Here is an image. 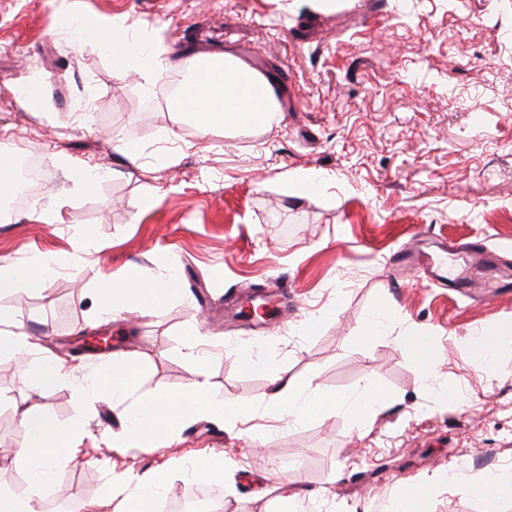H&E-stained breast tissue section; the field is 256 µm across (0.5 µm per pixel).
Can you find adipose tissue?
I'll return each instance as SVG.
<instances>
[{"mask_svg": "<svg viewBox=\"0 0 512 512\" xmlns=\"http://www.w3.org/2000/svg\"><path fill=\"white\" fill-rule=\"evenodd\" d=\"M58 20L64 23L72 41L78 44L91 41L104 51L118 78H125L132 71L162 73L171 66L162 53L148 50L139 32L123 22L104 24L68 10L61 11ZM276 107V93L270 80L229 53L201 58L181 81L172 100L173 110L190 116L204 135L224 129L265 126ZM54 273V268L45 261L0 266V295L12 294L21 285L39 290ZM178 293L173 273L145 280L129 268L119 279L107 276L101 280L97 289L98 310L107 319L125 313L154 311L167 306ZM398 341L412 354L419 370L428 379L437 380L443 359L430 337L410 329ZM240 369L268 370L273 391L264 409L277 419L297 421L341 407L358 413H375L387 402L385 392L371 381L365 382L355 396L345 397L318 389L303 390L282 372L267 369L265 362L252 358L242 363ZM17 375L22 384L33 389L64 382L74 387L77 399L90 396L110 399L113 412L126 417L128 435L132 438L176 434L182 422L192 416L234 424L250 410L246 403L217 397L204 381L184 391L134 399L141 371L123 351L114 352L101 369L90 375H76L45 355L19 368ZM17 415L25 442L15 449L12 460L26 467L34 481H45L72 459L81 424L75 421L60 425L33 405L18 408ZM146 481L149 491L130 493L126 490L125 475L110 477L109 486L113 493L121 495L124 512H156L154 493L166 488L168 475L157 470L148 474ZM451 491H465L478 497L484 504V512H500L502 504L512 499V471L503 469L466 481L456 471L437 470L424 481L401 485L390 509L391 512H432L433 501Z\"/></svg>", "mask_w": 512, "mask_h": 512, "instance_id": "1", "label": "adipose tissue"}]
</instances>
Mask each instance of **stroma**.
Wrapping results in <instances>:
<instances>
[{"mask_svg": "<svg viewBox=\"0 0 512 512\" xmlns=\"http://www.w3.org/2000/svg\"><path fill=\"white\" fill-rule=\"evenodd\" d=\"M72 3L157 34L175 68L117 79L94 43L75 45L55 28L60 0H0V139L34 154L45 173L14 221L0 222V265L81 258L42 290L0 297V308L82 372L111 351L76 356L73 347L104 331L111 350L141 364L139 394L204 379L251 410L232 428L196 417L175 436L130 442L111 401L77 406L65 385L32 391L16 376L31 354L0 358V445L24 442L16 409L26 404L85 425L74 459L39 489L43 512H69L58 505L63 484L81 512H118L109 474L168 468L172 491L194 481L184 462L206 455L230 463L228 512H265L259 494L277 454L306 460L294 472L303 500L334 512H381L397 485L440 467L482 474L512 464V334L499 339L491 369L469 356L485 325H512V284L489 298L462 295L389 263L425 235L480 243L512 267V0ZM227 49L274 78L280 108L267 129L204 136L177 121L171 86L190 58ZM35 76L44 102L31 112L15 89ZM63 158L102 171L93 194L72 190ZM299 170L315 183L288 191ZM47 208L52 223L32 220ZM128 266L149 279L173 270L179 296L147 315L99 321V281ZM269 294L286 306L261 336L237 313ZM382 301L396 319L361 340ZM312 319L317 330L304 333ZM195 324L212 355L204 377L184 347ZM409 326L441 352L447 398L398 346ZM243 336L297 385L348 395L371 380L388 405L364 418L345 408L272 418L267 376L241 373L226 353Z\"/></svg>", "mask_w": 512, "mask_h": 512, "instance_id": "stroma-1", "label": "stroma"}]
</instances>
